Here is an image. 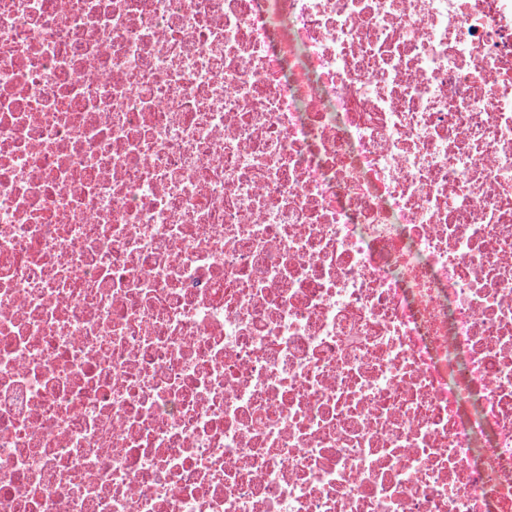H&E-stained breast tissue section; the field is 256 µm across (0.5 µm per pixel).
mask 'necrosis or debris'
I'll use <instances>...</instances> for the list:
<instances>
[{"label": "necrosis or debris", "mask_w": 512, "mask_h": 512, "mask_svg": "<svg viewBox=\"0 0 512 512\" xmlns=\"http://www.w3.org/2000/svg\"><path fill=\"white\" fill-rule=\"evenodd\" d=\"M0 512H512V0H0Z\"/></svg>", "instance_id": "obj_1"}]
</instances>
